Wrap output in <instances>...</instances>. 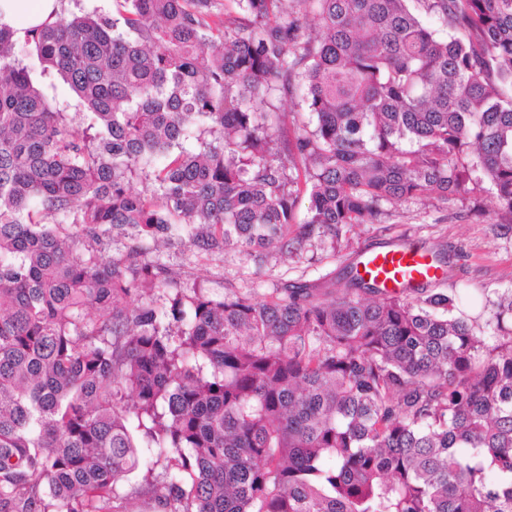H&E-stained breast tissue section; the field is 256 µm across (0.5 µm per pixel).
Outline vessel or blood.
Returning a JSON list of instances; mask_svg holds the SVG:
<instances>
[{"label":"vessel or blood","instance_id":"obj_1","mask_svg":"<svg viewBox=\"0 0 512 512\" xmlns=\"http://www.w3.org/2000/svg\"><path fill=\"white\" fill-rule=\"evenodd\" d=\"M359 275L393 292L439 279L426 251L399 243L367 249L357 260Z\"/></svg>","mask_w":512,"mask_h":512}]
</instances>
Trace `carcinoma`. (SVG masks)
<instances>
[{"mask_svg": "<svg viewBox=\"0 0 512 512\" xmlns=\"http://www.w3.org/2000/svg\"><path fill=\"white\" fill-rule=\"evenodd\" d=\"M232 2L0 25V512H512V294L489 347L353 259L161 304L147 258L286 263L486 183L512 224V0ZM147 451L174 466L128 486Z\"/></svg>", "mask_w": 512, "mask_h": 512, "instance_id": "1", "label": "carcinoma"}]
</instances>
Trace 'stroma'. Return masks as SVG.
Instances as JSON below:
<instances>
[{
    "instance_id": "35a3bbf8",
    "label": "stroma",
    "mask_w": 512,
    "mask_h": 512,
    "mask_svg": "<svg viewBox=\"0 0 512 512\" xmlns=\"http://www.w3.org/2000/svg\"><path fill=\"white\" fill-rule=\"evenodd\" d=\"M490 193L467 195L449 206L408 200L388 207L381 223L364 224L348 235L339 252L306 255L288 264L268 257L263 265L236 252L208 254L180 243L162 248V262L178 273L186 288L200 286L210 295L251 293L263 299L273 289L297 283H321L336 275L346 258L391 242L440 248L451 266L437 288L455 301L453 313L494 336L493 305L512 292V226L497 223Z\"/></svg>"
}]
</instances>
